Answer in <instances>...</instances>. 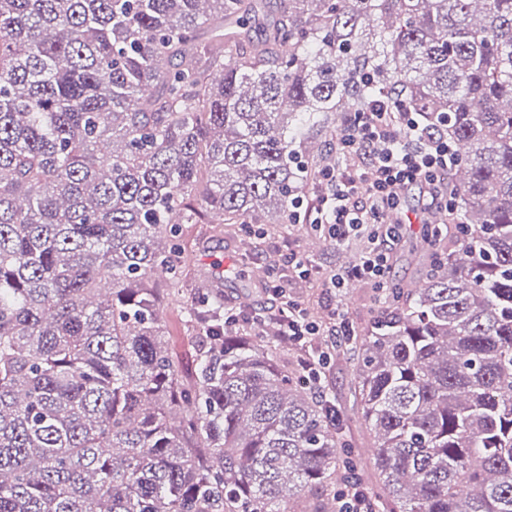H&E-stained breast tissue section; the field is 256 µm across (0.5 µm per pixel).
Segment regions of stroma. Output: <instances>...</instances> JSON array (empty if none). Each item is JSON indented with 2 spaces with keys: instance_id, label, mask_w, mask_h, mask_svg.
<instances>
[{
  "instance_id": "stroma-1",
  "label": "stroma",
  "mask_w": 512,
  "mask_h": 512,
  "mask_svg": "<svg viewBox=\"0 0 512 512\" xmlns=\"http://www.w3.org/2000/svg\"><path fill=\"white\" fill-rule=\"evenodd\" d=\"M192 244L190 271L178 295L169 298L162 307V318L171 346L182 359H189L190 348L187 331L183 322V307L189 292L203 293V277L214 272H224V300L231 305L239 304L241 297H249L253 306L263 307L267 303L265 294L258 292L251 276L256 265H267L270 259L287 250L306 254L313 265L312 277L307 281L292 280L293 291L301 303L315 316H323L332 306L344 310L353 323H363L373 313L376 295L371 286L356 284L345 290L341 296H333L316 284L318 277L349 262V250L323 244L320 250L307 251L311 237L304 225H270L268 234L262 239H250L243 235L239 226L226 224H199L188 235ZM422 239L419 233L408 232L400 237L392 256L391 277L394 283L407 286L419 281L422 270L413 261L411 253L419 249ZM251 249L249 267L235 271L239 252ZM356 365L350 359L333 360L325 371L323 389L325 396L335 406L342 426L346 451L356 462V471L366 485L377 480L375 460L369 452L372 439L369 432L360 425L353 395Z\"/></svg>"
}]
</instances>
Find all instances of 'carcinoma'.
Returning <instances> with one entry per match:
<instances>
[{
    "label": "carcinoma",
    "mask_w": 512,
    "mask_h": 512,
    "mask_svg": "<svg viewBox=\"0 0 512 512\" xmlns=\"http://www.w3.org/2000/svg\"><path fill=\"white\" fill-rule=\"evenodd\" d=\"M383 94L448 135L458 222L343 350L372 508L512 512V0H0V512H337L281 342L215 279L188 372L159 312L174 214L292 223Z\"/></svg>",
    "instance_id": "obj_1"
}]
</instances>
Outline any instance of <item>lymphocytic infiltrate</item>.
I'll return each mask as SVG.
<instances>
[{
  "label": "lymphocytic infiltrate",
  "mask_w": 512,
  "mask_h": 512,
  "mask_svg": "<svg viewBox=\"0 0 512 512\" xmlns=\"http://www.w3.org/2000/svg\"><path fill=\"white\" fill-rule=\"evenodd\" d=\"M338 152L339 164L321 171L322 191L316 206L304 212L303 221L335 246H360L350 266L329 275L327 288L338 292L363 282L383 296L394 286L389 245L401 231L393 216L405 192L415 185L423 188L429 209L451 211L447 177L455 163V150L447 135L421 128L417 113L408 104L387 97L372 100L366 111L346 122ZM288 288L279 266L269 267L262 290L272 296L273 307L262 313L225 307L224 326L229 330L256 327L302 349L304 355L298 361L302 377L318 391L330 349L352 335L353 325L338 311L323 322L311 320Z\"/></svg>",
  "instance_id": "1"
}]
</instances>
